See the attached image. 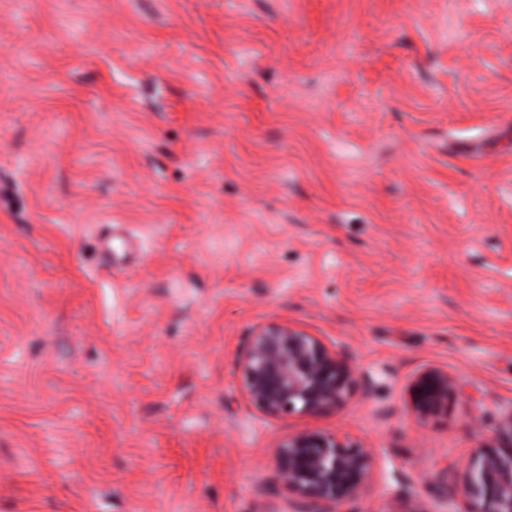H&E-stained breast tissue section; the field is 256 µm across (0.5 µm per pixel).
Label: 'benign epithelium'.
<instances>
[{"instance_id": "benign-epithelium-1", "label": "benign epithelium", "mask_w": 512, "mask_h": 512, "mask_svg": "<svg viewBox=\"0 0 512 512\" xmlns=\"http://www.w3.org/2000/svg\"><path fill=\"white\" fill-rule=\"evenodd\" d=\"M241 394L265 417L316 416L337 408L359 372L356 356L330 348L320 338L288 323L255 327L238 351ZM407 407L419 423L448 411V401L465 397L458 379L435 365L409 380ZM482 442L454 469L456 493L448 512H512V403L502 406L492 426L471 419ZM274 462L283 483L280 502L263 512H342L369 488L375 453L337 434L300 431L274 442ZM391 512H424L391 485Z\"/></svg>"}]
</instances>
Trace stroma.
Returning <instances> with one entry per match:
<instances>
[{"label": "stroma", "mask_w": 512, "mask_h": 512, "mask_svg": "<svg viewBox=\"0 0 512 512\" xmlns=\"http://www.w3.org/2000/svg\"><path fill=\"white\" fill-rule=\"evenodd\" d=\"M270 322L355 354L340 407L247 409ZM509 403L512 0H0V512H260L305 429L376 454L345 512H443ZM406 392L407 407L419 423L448 412L452 397L466 398L458 379L448 369L435 365L419 369L409 380Z\"/></svg>", "instance_id": "obj_1"}]
</instances>
